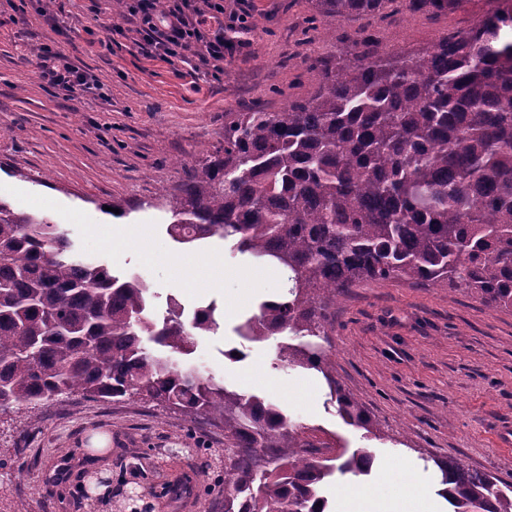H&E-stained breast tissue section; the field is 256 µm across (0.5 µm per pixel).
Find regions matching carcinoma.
<instances>
[{
    "mask_svg": "<svg viewBox=\"0 0 512 512\" xmlns=\"http://www.w3.org/2000/svg\"><path fill=\"white\" fill-rule=\"evenodd\" d=\"M400 2L437 17L459 0H316L363 21L350 56L310 65L315 87L278 111L252 106L224 122V147L162 195L169 231L187 244L219 237L287 272V292L242 321L249 341L286 335L283 361L320 372L341 416L372 419L333 376L323 345L336 296L370 281L446 282L512 309V0L419 50H382L377 22ZM50 218L0 200V407L31 408L80 391L139 397L185 423L224 428V512H330L335 473L366 475L374 455L316 457L301 427L256 395L177 369L217 326L208 305L149 316L143 280L75 261ZM453 512H512V482L457 459L437 462Z\"/></svg>",
    "mask_w": 512,
    "mask_h": 512,
    "instance_id": "carcinoma-1",
    "label": "carcinoma"
}]
</instances>
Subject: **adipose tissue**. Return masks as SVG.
Segmentation results:
<instances>
[{"mask_svg": "<svg viewBox=\"0 0 512 512\" xmlns=\"http://www.w3.org/2000/svg\"><path fill=\"white\" fill-rule=\"evenodd\" d=\"M407 485V474L402 470L382 476L371 485H354L343 503L342 512H442L429 496L406 499Z\"/></svg>", "mask_w": 512, "mask_h": 512, "instance_id": "ef3b65f1", "label": "adipose tissue"}]
</instances>
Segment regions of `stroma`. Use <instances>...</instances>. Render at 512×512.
Masks as SVG:
<instances>
[{
    "instance_id": "obj_1",
    "label": "stroma",
    "mask_w": 512,
    "mask_h": 512,
    "mask_svg": "<svg viewBox=\"0 0 512 512\" xmlns=\"http://www.w3.org/2000/svg\"><path fill=\"white\" fill-rule=\"evenodd\" d=\"M49 5L60 28L38 15ZM245 47L225 54L215 78L192 57L167 63L137 44L138 21L114 13L112 0H0V199L48 215L75 245L78 258L143 280L152 311L164 317L177 298L185 317L215 304L218 326L196 337L182 359L202 376L278 407L302 426V437L346 452L366 448L371 474L335 473L325 494L339 512L351 484H372L393 462L408 464L416 491L438 496L437 460L458 458L512 480V447L496 439L512 420V310L491 309L447 285L399 280L349 289L336 299L330 344L333 374L375 422L350 425L320 373L279 358L286 338H241L238 324L283 278H268L247 307L240 274L251 259L232 242L181 244L167 232L170 216L156 202L200 158L223 147L224 115L259 104L280 110L311 87L309 59L330 48L328 35L353 34L352 23L318 17L313 0H251ZM488 0H460L431 21L406 12L384 25V45L431 43L442 25L469 26ZM317 24L320 36L304 41ZM58 42L69 61L97 76L110 95L63 99L38 76L35 54ZM120 206L112 215L111 206ZM119 222L147 233L146 249L113 244L104 227ZM190 265L175 274L167 258ZM238 349L242 358H229ZM108 446L92 449L93 435ZM138 466L142 480L163 482L155 512H224V431L184 424L173 409L131 399L122 403L64 394L37 408L0 409V512H100L77 494L83 470L113 481Z\"/></svg>"
}]
</instances>
